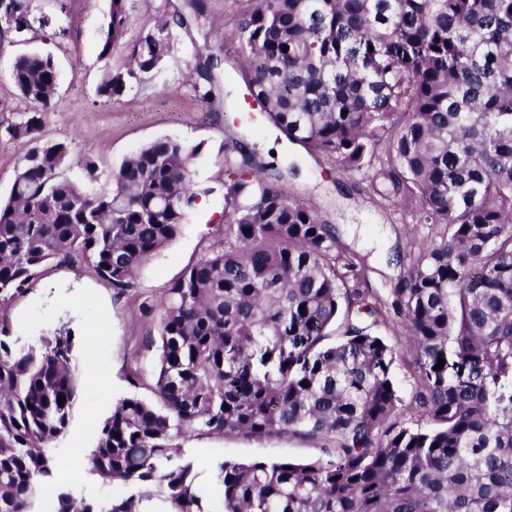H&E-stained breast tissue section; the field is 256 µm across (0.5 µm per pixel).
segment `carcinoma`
<instances>
[{
    "label": "carcinoma",
    "mask_w": 512,
    "mask_h": 512,
    "mask_svg": "<svg viewBox=\"0 0 512 512\" xmlns=\"http://www.w3.org/2000/svg\"><path fill=\"white\" fill-rule=\"evenodd\" d=\"M4 10L7 33L30 29L29 0ZM174 23L133 47L139 71L163 64ZM129 24L126 0H111L100 55ZM238 37L249 92L288 140L349 170L379 156L377 174L442 227L393 289L422 361L424 423L406 419L392 346L372 330L376 307L347 288L360 271L339 263L330 225L288 198L282 172L227 154L224 241L161 306L158 403L121 400L88 457L123 491L89 502L62 490L51 512H512V0H259ZM132 75L108 71L97 95L119 100ZM11 78L31 111L4 133L37 141L57 67L24 53ZM196 152L157 139L111 189L88 192L60 176L68 144L29 149L0 201V306L51 264L131 291L201 195ZM73 352L63 326L31 345L0 327V512H36L59 469L52 444L79 398ZM187 433L325 445L308 462L224 459L215 499L176 443Z\"/></svg>",
    "instance_id": "cac0c4a2"
}]
</instances>
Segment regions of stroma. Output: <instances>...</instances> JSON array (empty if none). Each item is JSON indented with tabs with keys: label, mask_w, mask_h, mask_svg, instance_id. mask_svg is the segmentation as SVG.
Returning <instances> with one entry per match:
<instances>
[{
	"label": "stroma",
	"mask_w": 512,
	"mask_h": 512,
	"mask_svg": "<svg viewBox=\"0 0 512 512\" xmlns=\"http://www.w3.org/2000/svg\"><path fill=\"white\" fill-rule=\"evenodd\" d=\"M200 2L203 10L197 13L189 0H128L129 28L106 57L100 54V42L110 0H29L31 31L20 42L10 37L0 41V103L7 107L8 120L29 109L11 80L16 56L35 52L51 56L57 65L55 103L45 114L40 136L45 142L69 144L62 176L100 190L111 187V172L147 143L168 137L198 149L191 162L192 179L202 190L197 205L177 238L140 267L132 291L116 297L85 266L51 267L0 309V323L23 344L56 327H69L77 345V368L104 373L97 388L81 385L71 428L54 445L62 463L58 487L68 486L73 471H83L84 494L94 500L109 498L116 490L87 472L96 425L123 398L154 397L159 309L168 285L220 240L224 155L231 148L253 154L257 164L268 168L296 163L297 175L285 181L289 198L314 209L333 227L339 254L361 257L365 270L354 286L378 306L375 331L394 349V386L407 402L418 390L420 361L391 307V290L407 276L419 246L439 240L440 227L425 223L414 208L391 205L384 197L387 181H370L344 169L334 157L290 143L265 113L245 111L249 92L242 63L249 49L237 34L257 0ZM166 12L183 15L185 23L170 28V52L163 65L136 73L120 101L101 100L96 90L106 72L133 69L134 45L157 30ZM205 81L213 89L207 102L195 91ZM90 153L99 162L92 181L82 164ZM89 405L96 413L92 424L84 415ZM181 446L205 473L222 459L303 461L321 453L318 441L285 436L191 435Z\"/></svg>",
	"instance_id": "stroma-1"
}]
</instances>
